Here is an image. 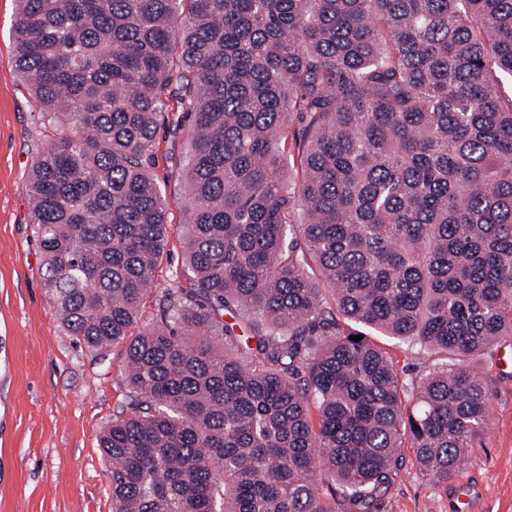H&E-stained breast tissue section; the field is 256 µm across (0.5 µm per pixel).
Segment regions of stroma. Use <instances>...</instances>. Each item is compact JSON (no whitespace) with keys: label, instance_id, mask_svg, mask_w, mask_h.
I'll use <instances>...</instances> for the list:
<instances>
[{"label":"stroma","instance_id":"1","mask_svg":"<svg viewBox=\"0 0 512 512\" xmlns=\"http://www.w3.org/2000/svg\"><path fill=\"white\" fill-rule=\"evenodd\" d=\"M17 0H0V512H112L104 427L122 410L123 345L106 357L80 347L54 315L43 288V254L28 194L32 163L45 139L35 124V99L14 62ZM191 152L185 124L161 129L149 168L164 191L169 238L165 279L184 266L179 171ZM402 376H420L446 359L372 334ZM488 350L479 365L490 375L488 427L468 466L445 483L425 476L413 448L376 503L377 512H512V369Z\"/></svg>","mask_w":512,"mask_h":512}]
</instances>
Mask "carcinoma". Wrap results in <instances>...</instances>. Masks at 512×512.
<instances>
[{
	"instance_id": "cac0c4a2",
	"label": "carcinoma",
	"mask_w": 512,
	"mask_h": 512,
	"mask_svg": "<svg viewBox=\"0 0 512 512\" xmlns=\"http://www.w3.org/2000/svg\"><path fill=\"white\" fill-rule=\"evenodd\" d=\"M19 3L56 132L28 180L45 294L79 344H126L112 512H373L406 440L457 476L492 396L471 360L512 341V0ZM172 107L192 152L163 284ZM342 317L449 363L408 381ZM172 110L169 112V121L160 130L149 163L154 178L164 191L168 208L169 238L161 265V273H159L167 281L175 278L176 273H181L184 266L183 224L186 221V209L183 203L179 171L191 152L186 124L184 122L176 123L181 112Z\"/></svg>"
}]
</instances>
